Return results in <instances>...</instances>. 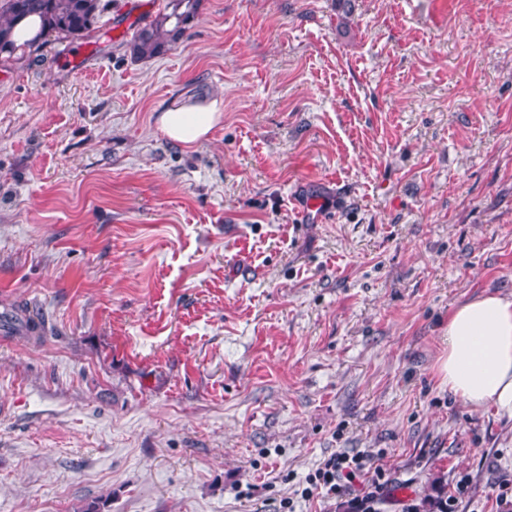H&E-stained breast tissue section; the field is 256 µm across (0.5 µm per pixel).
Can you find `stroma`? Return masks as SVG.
I'll list each match as a JSON object with an SVG mask.
<instances>
[{
	"instance_id": "1",
	"label": "stroma",
	"mask_w": 512,
	"mask_h": 512,
	"mask_svg": "<svg viewBox=\"0 0 512 512\" xmlns=\"http://www.w3.org/2000/svg\"><path fill=\"white\" fill-rule=\"evenodd\" d=\"M108 0L0 68V512H500L512 413L448 390V318L512 297V0ZM79 64H71L72 56ZM223 99L195 149L158 117ZM199 0H170L168 12L157 14L136 32L131 42L134 57L143 59L160 54L177 43L194 19ZM382 454L356 453L338 451L325 459L320 466L305 478L306 487L301 490V497H322L328 501L342 498L357 490L355 505L357 512H372L373 504L384 493L389 482L386 470L379 462ZM361 479V481H360ZM357 487V488H356ZM467 488L468 482L465 478H462L456 483L454 494L448 497V492L444 485H440L439 487L434 486L436 496L429 498L428 507L436 509L434 512H457L456 508L459 500L465 496Z\"/></svg>"
}]
</instances>
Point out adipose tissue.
Here are the masks:
<instances>
[{"label":"adipose tissue","mask_w":512,"mask_h":512,"mask_svg":"<svg viewBox=\"0 0 512 512\" xmlns=\"http://www.w3.org/2000/svg\"><path fill=\"white\" fill-rule=\"evenodd\" d=\"M224 117L223 101L185 102L162 112L161 130L192 148ZM449 390L474 406L494 403L512 413V298L486 294L458 305L448 318Z\"/></svg>","instance_id":"adipose-tissue-1"}]
</instances>
